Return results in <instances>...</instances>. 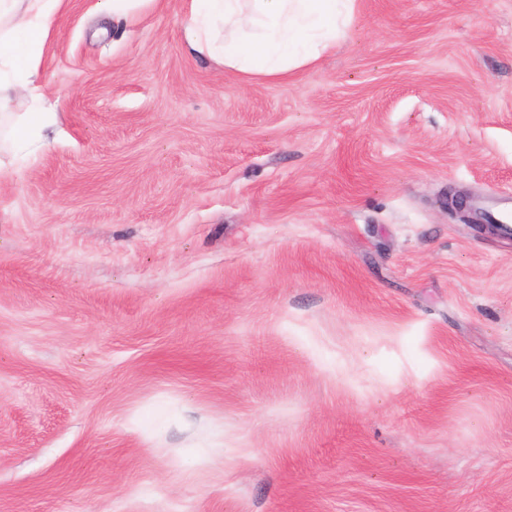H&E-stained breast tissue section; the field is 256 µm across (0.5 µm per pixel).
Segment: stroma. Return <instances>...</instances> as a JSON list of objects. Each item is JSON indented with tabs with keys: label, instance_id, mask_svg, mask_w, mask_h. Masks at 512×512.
Instances as JSON below:
<instances>
[{
	"label": "stroma",
	"instance_id": "1",
	"mask_svg": "<svg viewBox=\"0 0 512 512\" xmlns=\"http://www.w3.org/2000/svg\"><path fill=\"white\" fill-rule=\"evenodd\" d=\"M64 0L0 152V512H512V0H357L285 81ZM47 112H25L20 115H15L14 121L11 125V137L16 140H21L25 137L28 128L31 124L41 122L42 127L46 128L49 125ZM443 204L448 211L459 214L468 223L479 224L478 222L481 220V212L474 207L472 198L464 193L451 194L448 192Z\"/></svg>",
	"mask_w": 512,
	"mask_h": 512
}]
</instances>
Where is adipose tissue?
I'll use <instances>...</instances> for the list:
<instances>
[{"label": "adipose tissue", "mask_w": 512, "mask_h": 512, "mask_svg": "<svg viewBox=\"0 0 512 512\" xmlns=\"http://www.w3.org/2000/svg\"><path fill=\"white\" fill-rule=\"evenodd\" d=\"M60 0H0V112L40 88V62ZM356 0H190L185 36L243 83L311 68L346 33Z\"/></svg>", "instance_id": "1"}]
</instances>
